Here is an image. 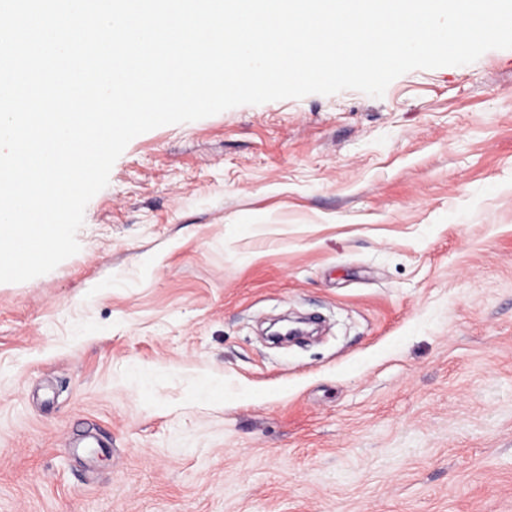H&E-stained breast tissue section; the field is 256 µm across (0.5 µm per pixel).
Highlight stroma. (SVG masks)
Returning <instances> with one entry per match:
<instances>
[{"mask_svg":"<svg viewBox=\"0 0 512 512\" xmlns=\"http://www.w3.org/2000/svg\"><path fill=\"white\" fill-rule=\"evenodd\" d=\"M77 240L0 283V512H512V49L141 134ZM308 334V324L302 318L282 317L272 325L270 336L276 341H292Z\"/></svg>","mask_w":512,"mask_h":512,"instance_id":"35a3bbf8","label":"stroma"}]
</instances>
